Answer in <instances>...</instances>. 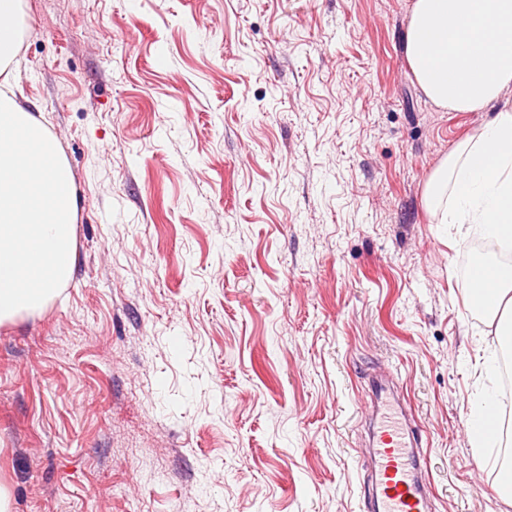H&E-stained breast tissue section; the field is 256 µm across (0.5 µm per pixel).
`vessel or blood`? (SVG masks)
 <instances>
[{
	"label": "vessel or blood",
	"mask_w": 512,
	"mask_h": 512,
	"mask_svg": "<svg viewBox=\"0 0 512 512\" xmlns=\"http://www.w3.org/2000/svg\"><path fill=\"white\" fill-rule=\"evenodd\" d=\"M375 392V446L364 485L374 512H433L432 494L419 473L422 432L406 424L390 388L379 383Z\"/></svg>",
	"instance_id": "vessel-or-blood-1"
}]
</instances>
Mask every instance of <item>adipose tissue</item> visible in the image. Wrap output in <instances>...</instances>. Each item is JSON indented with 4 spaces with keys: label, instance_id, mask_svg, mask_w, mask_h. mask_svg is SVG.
Masks as SVG:
<instances>
[{
    "label": "adipose tissue",
    "instance_id": "obj_1",
    "mask_svg": "<svg viewBox=\"0 0 512 512\" xmlns=\"http://www.w3.org/2000/svg\"><path fill=\"white\" fill-rule=\"evenodd\" d=\"M405 53L425 96L453 112L491 118L428 177L423 201L442 224H476L512 243V0H412ZM471 303L494 317L512 305V264L477 263Z\"/></svg>",
    "mask_w": 512,
    "mask_h": 512
}]
</instances>
